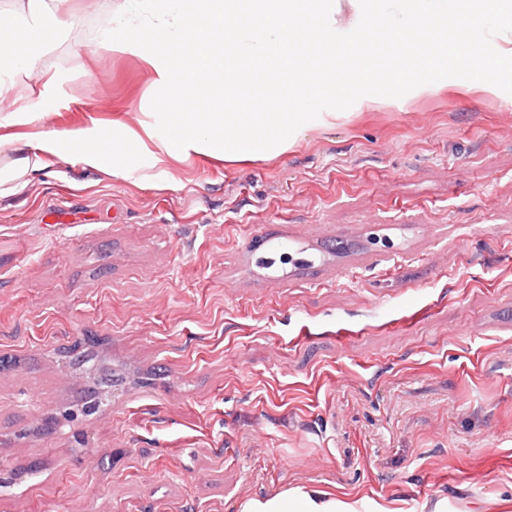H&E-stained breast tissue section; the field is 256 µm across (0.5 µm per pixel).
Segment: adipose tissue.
<instances>
[{"label":"adipose tissue","mask_w":512,"mask_h":512,"mask_svg":"<svg viewBox=\"0 0 512 512\" xmlns=\"http://www.w3.org/2000/svg\"><path fill=\"white\" fill-rule=\"evenodd\" d=\"M60 25L48 0H19L10 26L0 27V96L17 73H35L37 47L54 44ZM391 48L390 63L416 60L395 72L394 97L382 95L373 43ZM491 42L494 57L474 58V44ZM97 44L134 53L153 73L156 97L180 88L189 112H152L139 127L87 125L40 130L16 166L0 169V185L42 170L67 155L91 169L127 177L208 153L227 161L274 158L304 132L336 123L349 110H371L447 87L456 75L485 94L506 79L512 60V0H119ZM324 61L343 58L345 79L298 81L311 49ZM240 91L234 106L211 79ZM239 512H411L402 498L378 500L297 486L246 500Z\"/></svg>","instance_id":"obj_1"}]
</instances>
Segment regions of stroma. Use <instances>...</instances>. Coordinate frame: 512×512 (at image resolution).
Returning <instances> with one entry per match:
<instances>
[{"instance_id": "35a3bbf8", "label": "stroma", "mask_w": 512, "mask_h": 512, "mask_svg": "<svg viewBox=\"0 0 512 512\" xmlns=\"http://www.w3.org/2000/svg\"><path fill=\"white\" fill-rule=\"evenodd\" d=\"M119 0H63L91 40L17 75L11 126H135ZM345 251H337V242ZM289 263H280L282 254ZM123 377L83 413L65 350ZM0 512H239L318 485L512 493V80L308 130L273 160L193 154L150 180L49 160L0 186Z\"/></svg>"}]
</instances>
